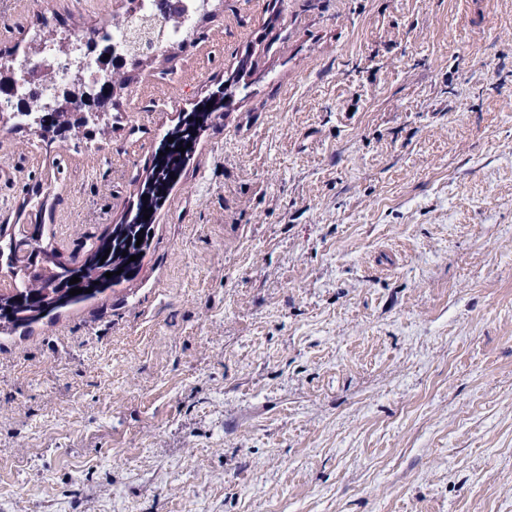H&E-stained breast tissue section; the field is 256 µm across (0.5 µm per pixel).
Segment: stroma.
<instances>
[{"mask_svg": "<svg viewBox=\"0 0 512 512\" xmlns=\"http://www.w3.org/2000/svg\"><path fill=\"white\" fill-rule=\"evenodd\" d=\"M94 147L0 119L62 258L253 70L132 284L0 339V512H512V0H212ZM120 0H0V52Z\"/></svg>", "mask_w": 512, "mask_h": 512, "instance_id": "obj_1", "label": "stroma"}]
</instances>
